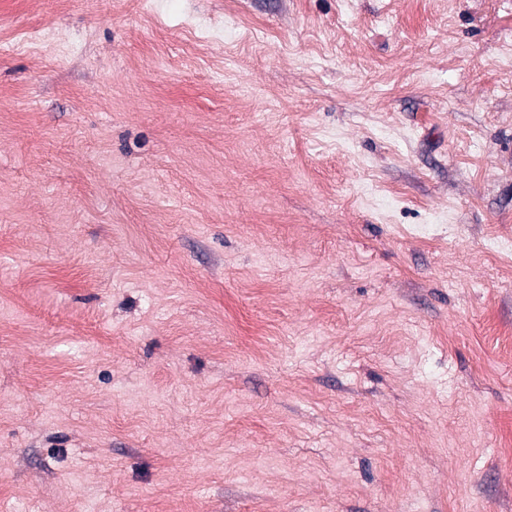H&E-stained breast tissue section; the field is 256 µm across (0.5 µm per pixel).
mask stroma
Here are the masks:
<instances>
[{
    "mask_svg": "<svg viewBox=\"0 0 512 512\" xmlns=\"http://www.w3.org/2000/svg\"><path fill=\"white\" fill-rule=\"evenodd\" d=\"M0 512H512V0H0Z\"/></svg>",
    "mask_w": 512,
    "mask_h": 512,
    "instance_id": "1",
    "label": "stroma"
}]
</instances>
